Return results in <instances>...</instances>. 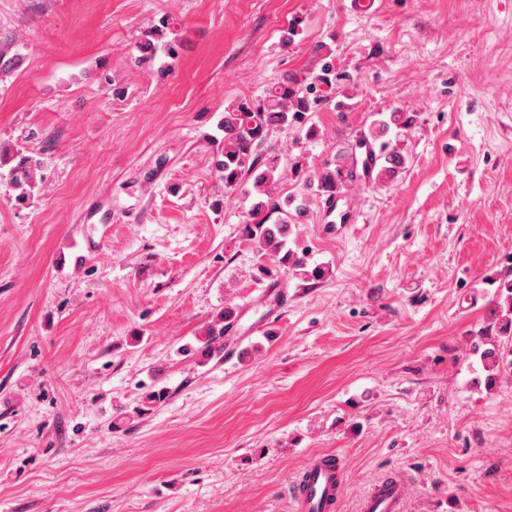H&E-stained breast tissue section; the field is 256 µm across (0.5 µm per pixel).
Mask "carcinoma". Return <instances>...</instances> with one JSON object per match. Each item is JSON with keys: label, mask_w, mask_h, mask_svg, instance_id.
Here are the masks:
<instances>
[{"label": "carcinoma", "mask_w": 512, "mask_h": 512, "mask_svg": "<svg viewBox=\"0 0 512 512\" xmlns=\"http://www.w3.org/2000/svg\"><path fill=\"white\" fill-rule=\"evenodd\" d=\"M168 29L169 23L164 19L150 31V38L140 46L141 61L149 62L160 53L171 59L177 55L175 41L167 39ZM304 88L305 80L293 76L270 89L256 104L240 100L228 106L222 120L223 159L217 162V169L224 189L234 190L246 185L245 194L250 199V220L243 228L246 240L255 244L261 256L272 257L279 267L293 270L303 279L317 280L324 275V268L308 267L305 258L288 246L289 222L294 217L305 216L315 198L333 202L344 183L357 177L354 162L348 156L339 158L325 164L315 177L308 173L301 162H293L290 166L293 177L306 184L317 179L315 197L299 201L291 195L282 197L273 193L282 171L275 160L263 162L258 153V146L269 128L302 127L307 123L309 113L316 108V100L310 99ZM407 125L408 117L404 113L392 112L372 125L370 136L378 138L392 128L400 133ZM15 159L16 163L7 172H0V182L6 181L20 190L18 198L23 200L37 186V176L43 163L41 159L23 153L16 154ZM403 165L401 155L385 153L381 158L378 177H390ZM493 285L495 292L487 304L485 327L475 347V353L488 372L487 380L491 384L495 383L499 367L512 356V272L494 280ZM234 317V310L224 309L222 325L209 332L206 346H211L224 335Z\"/></svg>", "instance_id": "carcinoma-1"}]
</instances>
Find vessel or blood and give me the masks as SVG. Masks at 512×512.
Segmentation results:
<instances>
[{
    "label": "vessel or blood",
    "instance_id": "obj_1",
    "mask_svg": "<svg viewBox=\"0 0 512 512\" xmlns=\"http://www.w3.org/2000/svg\"><path fill=\"white\" fill-rule=\"evenodd\" d=\"M304 472L305 481L297 482L288 494L293 512H334L345 484L340 458L311 455ZM405 500V482L392 477L372 487L362 512H404Z\"/></svg>",
    "mask_w": 512,
    "mask_h": 512
}]
</instances>
